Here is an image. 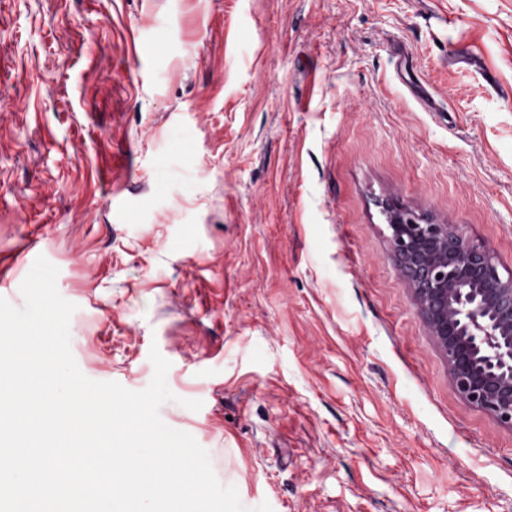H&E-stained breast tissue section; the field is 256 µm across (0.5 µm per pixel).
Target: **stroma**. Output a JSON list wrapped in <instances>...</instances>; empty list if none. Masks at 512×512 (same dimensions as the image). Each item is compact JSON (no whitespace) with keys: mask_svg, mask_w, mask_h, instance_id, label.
Segmentation results:
<instances>
[{"mask_svg":"<svg viewBox=\"0 0 512 512\" xmlns=\"http://www.w3.org/2000/svg\"><path fill=\"white\" fill-rule=\"evenodd\" d=\"M384 198L512 275V0H0V297L42 255L86 377L158 347L249 512H512Z\"/></svg>","mask_w":512,"mask_h":512,"instance_id":"stroma-1","label":"stroma"}]
</instances>
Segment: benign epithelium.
I'll return each instance as SVG.
<instances>
[{"label":"benign epithelium","instance_id":"obj_1","mask_svg":"<svg viewBox=\"0 0 512 512\" xmlns=\"http://www.w3.org/2000/svg\"><path fill=\"white\" fill-rule=\"evenodd\" d=\"M400 277L412 289L457 392L512 428V276L450 224L379 202Z\"/></svg>","mask_w":512,"mask_h":512}]
</instances>
